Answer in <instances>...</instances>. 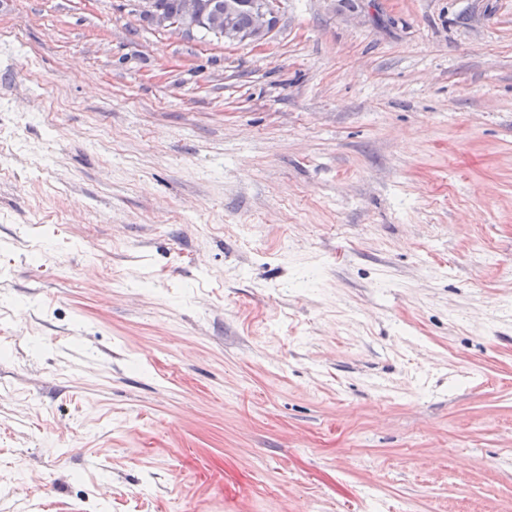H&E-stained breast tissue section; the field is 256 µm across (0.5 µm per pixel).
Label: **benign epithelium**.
<instances>
[{
  "mask_svg": "<svg viewBox=\"0 0 512 512\" xmlns=\"http://www.w3.org/2000/svg\"><path fill=\"white\" fill-rule=\"evenodd\" d=\"M135 13L155 28L162 31L182 32L205 30L214 38L226 43L250 41L265 42L275 31L279 23L281 0H233L224 11V23L212 21L200 10L199 0H183L182 11L177 19L161 13L156 0H131ZM249 12L251 24L246 29L234 25L235 12Z\"/></svg>",
  "mask_w": 512,
  "mask_h": 512,
  "instance_id": "1",
  "label": "benign epithelium"
}]
</instances>
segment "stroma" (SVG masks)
Segmentation results:
<instances>
[{
	"label": "stroma",
	"instance_id": "stroma-1",
	"mask_svg": "<svg viewBox=\"0 0 512 512\" xmlns=\"http://www.w3.org/2000/svg\"><path fill=\"white\" fill-rule=\"evenodd\" d=\"M1 28L0 512H512V0ZM226 1L201 0L202 8L209 14L222 15L223 25L219 20H210L200 10L199 0H131L130 5L135 13L158 30L185 34L195 30H206L212 37L230 44L244 41L263 43L277 28L281 0H235L224 11ZM240 10L249 12L251 17L250 24L247 12L241 11L236 15L239 26L247 27L250 24L246 29H240L234 25L233 15ZM206 31L201 32L207 33Z\"/></svg>",
	"mask_w": 512,
	"mask_h": 512
}]
</instances>
